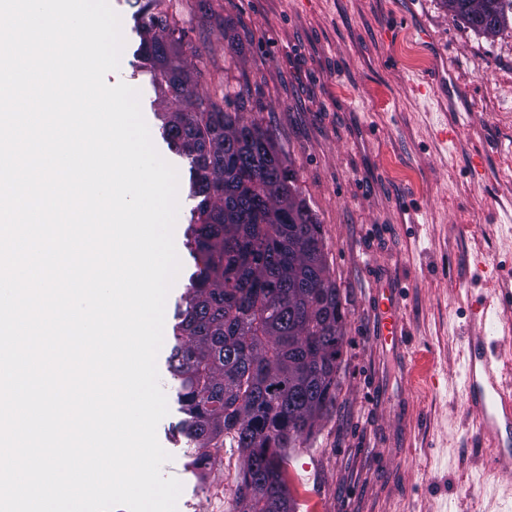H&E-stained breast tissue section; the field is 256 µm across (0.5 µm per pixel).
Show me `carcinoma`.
Returning a JSON list of instances; mask_svg holds the SVG:
<instances>
[{
    "label": "carcinoma",
    "mask_w": 512,
    "mask_h": 512,
    "mask_svg": "<svg viewBox=\"0 0 512 512\" xmlns=\"http://www.w3.org/2000/svg\"><path fill=\"white\" fill-rule=\"evenodd\" d=\"M487 39L512 24V0H443ZM138 55L171 98L188 97L187 33L165 0H135ZM244 93L164 114L162 136L189 165L186 247L194 271L168 357L180 383L194 464L214 448L241 462L229 512H297L286 449L299 448L338 397L346 310L322 225Z\"/></svg>",
    "instance_id": "obj_1"
}]
</instances>
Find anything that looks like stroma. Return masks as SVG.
<instances>
[{
	"instance_id": "stroma-1",
	"label": "stroma",
	"mask_w": 512,
	"mask_h": 512,
	"mask_svg": "<svg viewBox=\"0 0 512 512\" xmlns=\"http://www.w3.org/2000/svg\"><path fill=\"white\" fill-rule=\"evenodd\" d=\"M402 0H166L188 32L187 64L199 71L193 96L222 100L225 86L249 99L250 116L273 135L323 229L325 251L348 316L333 410L287 460L299 512H512V478L484 469L468 433L463 345L473 326L468 294L497 302L512 276V29L487 41L442 0H413L465 108L415 95L421 37L395 22ZM135 0H109L125 28L124 64L110 84L140 92L146 123L175 103L136 58ZM454 132L439 141L442 127ZM482 156L481 175L471 172ZM185 199L174 228L181 261L166 304L173 326L191 259ZM486 238L487 270L460 257ZM392 272L412 350L430 352L436 379L407 378L397 357L370 339V297ZM157 355L169 412L157 438L162 467L182 491L177 512H227L236 449L222 448L210 473L196 470L181 432L178 383Z\"/></svg>"
}]
</instances>
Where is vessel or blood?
<instances>
[{
    "instance_id": "1",
    "label": "vessel or blood",
    "mask_w": 512,
    "mask_h": 512,
    "mask_svg": "<svg viewBox=\"0 0 512 512\" xmlns=\"http://www.w3.org/2000/svg\"><path fill=\"white\" fill-rule=\"evenodd\" d=\"M447 66L435 65L425 74L423 84L437 89L448 100H455L458 88L447 78ZM377 323L375 340L390 346L405 372H413L416 362L406 351L405 327L400 311V290L389 280L379 282L373 292ZM474 331L467 338L468 367L465 383L466 403L475 416L472 440L487 448L485 465L498 472L512 473V385L504 381L498 360L490 352L486 333L492 320L486 300H470Z\"/></svg>"
}]
</instances>
